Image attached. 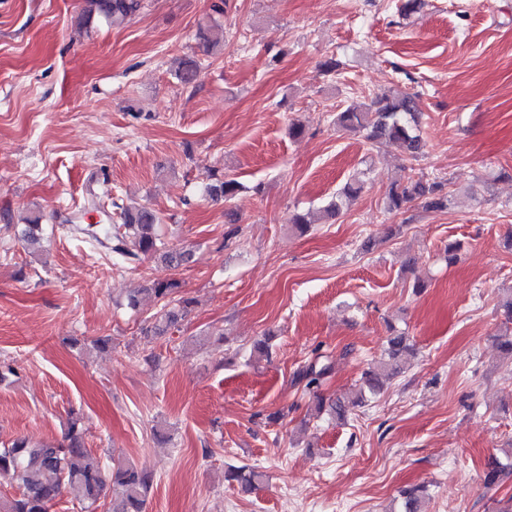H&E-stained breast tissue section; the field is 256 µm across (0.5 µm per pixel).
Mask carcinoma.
I'll return each instance as SVG.
<instances>
[{
    "mask_svg": "<svg viewBox=\"0 0 512 512\" xmlns=\"http://www.w3.org/2000/svg\"><path fill=\"white\" fill-rule=\"evenodd\" d=\"M141 8V0H85L81 15L84 22L97 18L109 25L121 24L134 16ZM199 71L197 61L188 58L179 62L177 78L189 85L196 81ZM418 112L416 97L399 96L394 93L377 95L370 103L359 107L349 106L337 113L336 123L351 131H364L369 141L386 140L394 144L409 159L423 154L425 143L416 132L415 114ZM242 189L234 179L213 172L209 175L205 193L213 200H232ZM361 190L357 182L346 184L338 200L325 209L327 216L334 217L340 210L341 201H350ZM420 199L426 208L444 210L451 202V193L443 191L437 183L421 179L394 184L388 192L386 208L391 212L403 209L406 204ZM121 223L71 224L68 231L81 236L85 242L102 247L115 259L131 266L145 259L157 257L171 269L187 263L190 252L173 249L163 241L158 228L159 214L144 204L121 206ZM42 224L37 216L25 219L21 231L22 239L29 244L40 240ZM181 284L174 278H157L127 297V306L138 309L142 297L147 296L161 303V311L154 320V335L162 336L178 328L180 321L191 312L193 301L178 296ZM415 353L414 345L403 332L392 331L387 339V359L364 373L362 384L353 396L338 395L318 400V410L326 411L333 418L343 419L348 412L375 396L384 381L399 374L407 358ZM332 373V363L324 355L314 352L313 358L296 374V380L304 389L318 394V390ZM506 461L493 457L484 472V486L497 484L499 476L512 473V451L504 452ZM227 479L234 481L241 490H252L263 479V473L255 467L241 465L231 468ZM14 484L20 495H0V512H49L51 504L61 495L65 487L77 490L84 503L85 512H95L100 498L110 490L119 493L118 502L112 512H146L148 494L154 483L151 471L130 462H118L107 474L100 460L84 446L83 437L76 424L65 440L56 444L30 445L22 438L0 448V483ZM425 487L412 486L401 491V512H423L421 509Z\"/></svg>",
    "mask_w": 512,
    "mask_h": 512,
    "instance_id": "cac0c4a2",
    "label": "carcinoma"
}]
</instances>
